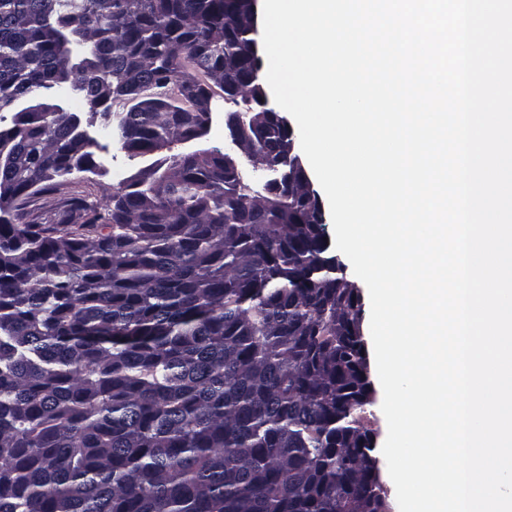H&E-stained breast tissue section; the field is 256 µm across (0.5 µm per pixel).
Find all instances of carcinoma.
I'll use <instances>...</instances> for the list:
<instances>
[{
    "label": "carcinoma",
    "mask_w": 512,
    "mask_h": 512,
    "mask_svg": "<svg viewBox=\"0 0 512 512\" xmlns=\"http://www.w3.org/2000/svg\"><path fill=\"white\" fill-rule=\"evenodd\" d=\"M254 2L0 0V512H388L363 299ZM216 87L228 150L162 154ZM91 128L153 161L32 214ZM266 84H267V82H266ZM267 89H268V94L270 97V102L277 109H279L281 111L283 116H285L287 119L290 120V122L293 124V126L295 128V131L297 134V143H296L297 150L306 162L309 174L314 183V187L319 192L322 202H323V205H324L326 231H327V235L330 239L332 248L337 254H339L341 260L346 265L348 277L352 281H354L362 291L364 310H365V313H364V336H365V340L367 343V349H368L369 360H370L369 363H370L371 379L373 381L374 388L376 391L375 402H374L373 406L371 407V411L373 413V422L375 423V429L377 430L376 446L378 448V451H377L378 474H379V480H380L381 484L383 485L385 491L387 492V498H388V501L390 504V512H394V510H398L399 507H398V503H397V499H396L395 486L392 484V482L388 478L387 464H386L385 458L382 454V446H383L386 436H387V423H386V419L383 415V412L381 410V404H382V400H383V391H382V387L379 385V380H378V375H377V370H376V363H375V359H374V351H373L371 333H370L371 304H370L369 292H368V289H367L366 285L364 284V282L355 275L352 265H351L350 261L348 260V258L344 254H342L341 252L336 250L334 247L335 239H334V230H333V223H332V218H331L329 202H328V199H327L322 187L320 186V184L312 170V167H311L309 161L307 160L306 156L304 155V153L301 149L299 131H298V127H297L295 120L288 112H286L285 110H283L281 107H279L276 104V102L273 99L272 92H271L268 84H267Z\"/></svg>",
    "instance_id": "carcinoma-1"
}]
</instances>
